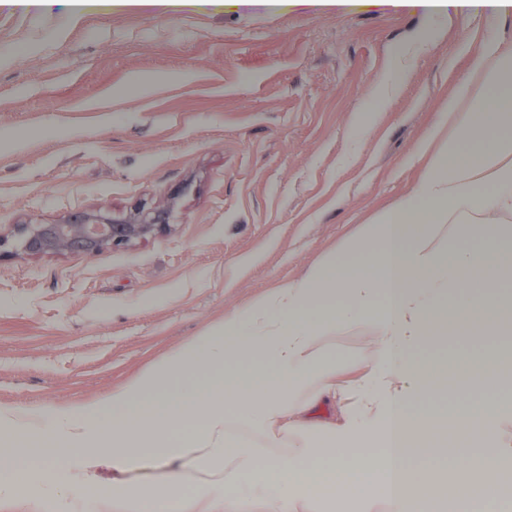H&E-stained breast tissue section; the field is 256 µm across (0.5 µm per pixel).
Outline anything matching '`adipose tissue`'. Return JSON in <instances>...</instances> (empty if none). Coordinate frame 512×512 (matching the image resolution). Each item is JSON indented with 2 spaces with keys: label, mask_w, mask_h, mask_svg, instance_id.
Instances as JSON below:
<instances>
[{
  "label": "adipose tissue",
  "mask_w": 512,
  "mask_h": 512,
  "mask_svg": "<svg viewBox=\"0 0 512 512\" xmlns=\"http://www.w3.org/2000/svg\"><path fill=\"white\" fill-rule=\"evenodd\" d=\"M422 15L507 16L512 0H393ZM460 141L434 154L414 191L370 225L352 251L331 256L309 277L215 323L207 335L107 396L56 411L32 434L29 422L0 408V433L37 465L39 487L84 497L89 484L65 465L74 454L108 459L113 512H242L257 496L261 512H373V476L384 480L394 512H438L446 484L418 476L422 458L452 457L463 494L454 512H512V448L500 441L497 415L512 407V351L491 346L512 337V227L447 223L490 210L512 212V54L486 46L468 82L447 106ZM380 346L376 369L345 424L313 448L304 430L336 392V359L324 340L359 323ZM473 353L451 362L416 354L449 339ZM250 360V370L236 369ZM464 379L446 388L447 367ZM191 389L172 392L184 376ZM497 399H487L489 391ZM467 394L459 415L413 414L422 399ZM288 432L283 453L265 444ZM255 436L242 447L236 431ZM484 448L473 451L475 440ZM364 447V454L347 452Z\"/></svg>",
  "instance_id": "obj_1"
}]
</instances>
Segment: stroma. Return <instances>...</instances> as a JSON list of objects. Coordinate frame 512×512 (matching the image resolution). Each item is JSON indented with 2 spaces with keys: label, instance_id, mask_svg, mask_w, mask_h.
<instances>
[{
  "label": "stroma",
  "instance_id": "1",
  "mask_svg": "<svg viewBox=\"0 0 512 512\" xmlns=\"http://www.w3.org/2000/svg\"><path fill=\"white\" fill-rule=\"evenodd\" d=\"M512 16L219 0L0 7V230L176 202L111 253L0 249V407L100 398L357 243ZM373 365L374 330L327 341Z\"/></svg>",
  "mask_w": 512,
  "mask_h": 512
}]
</instances>
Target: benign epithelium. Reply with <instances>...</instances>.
<instances>
[{"mask_svg":"<svg viewBox=\"0 0 512 512\" xmlns=\"http://www.w3.org/2000/svg\"><path fill=\"white\" fill-rule=\"evenodd\" d=\"M174 202L121 210L71 212L53 223L15 224L16 248L28 256H98L152 239L174 224Z\"/></svg>","mask_w":512,"mask_h":512,"instance_id":"obj_1","label":"benign epithelium"}]
</instances>
